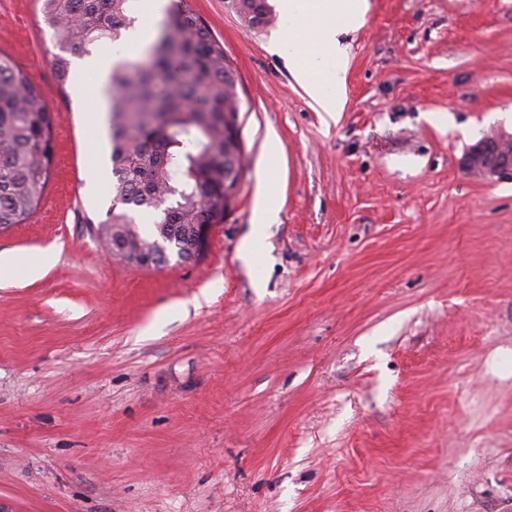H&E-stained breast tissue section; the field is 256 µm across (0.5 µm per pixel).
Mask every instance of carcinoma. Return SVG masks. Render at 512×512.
<instances>
[{
  "mask_svg": "<svg viewBox=\"0 0 512 512\" xmlns=\"http://www.w3.org/2000/svg\"><path fill=\"white\" fill-rule=\"evenodd\" d=\"M59 41L52 67L66 84L71 58L115 43L135 23L136 0H39ZM248 25L270 22L266 0H230ZM106 116L112 206L97 234L117 254L165 238L181 254L191 224L224 217V117L238 120L239 98L222 47L190 5L171 0L167 18L135 65L109 74ZM53 118L27 74L0 52V227L38 209L53 160ZM149 212L141 231L131 212Z\"/></svg>",
  "mask_w": 512,
  "mask_h": 512,
  "instance_id": "obj_1",
  "label": "carcinoma"
}]
</instances>
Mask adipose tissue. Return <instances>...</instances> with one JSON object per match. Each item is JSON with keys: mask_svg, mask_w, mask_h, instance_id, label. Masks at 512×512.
<instances>
[{"mask_svg": "<svg viewBox=\"0 0 512 512\" xmlns=\"http://www.w3.org/2000/svg\"><path fill=\"white\" fill-rule=\"evenodd\" d=\"M280 13L288 23L274 41L287 51L288 70L314 103L317 111L336 118L346 98L349 46L343 37L360 29L370 9L369 0H279ZM111 58L104 53L80 60L76 79L86 73L96 77L89 121L102 125L107 109L105 87ZM281 147L271 141L266 178L256 200V221L273 224L279 218L283 200L279 190L278 168Z\"/></svg>", "mask_w": 512, "mask_h": 512, "instance_id": "obj_1", "label": "adipose tissue"}]
</instances>
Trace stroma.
<instances>
[{
	"label": "stroma",
	"mask_w": 512,
	"mask_h": 512,
	"mask_svg": "<svg viewBox=\"0 0 512 512\" xmlns=\"http://www.w3.org/2000/svg\"><path fill=\"white\" fill-rule=\"evenodd\" d=\"M192 5L245 169L195 258L142 267L91 231L109 143L38 0H0V52L53 116L40 206L0 228L42 268L0 274V512H512V180L460 164L512 134V0H370L335 122L271 50L280 13ZM229 3L252 27L266 26L270 22V8L266 0H232ZM281 159V147L276 139H272L269 147V160L265 181L256 200V222L258 224H274L278 221L283 200L279 190L278 168Z\"/></svg>",
	"instance_id": "1"
}]
</instances>
